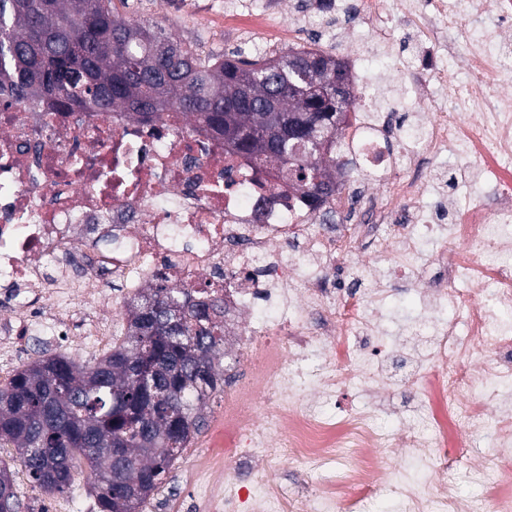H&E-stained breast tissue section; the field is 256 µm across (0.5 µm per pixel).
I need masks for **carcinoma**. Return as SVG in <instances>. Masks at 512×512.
<instances>
[{"instance_id":"carcinoma-1","label":"carcinoma","mask_w":512,"mask_h":512,"mask_svg":"<svg viewBox=\"0 0 512 512\" xmlns=\"http://www.w3.org/2000/svg\"><path fill=\"white\" fill-rule=\"evenodd\" d=\"M346 64L319 48L248 60L203 57L158 23L128 20L112 0H0V92L21 103L125 110L144 119L179 112L263 165L279 164L317 198L336 178L330 152L354 101L321 98L316 86ZM129 332L86 365L40 359L0 388V444L28 449L29 476L62 493L87 463L100 512L138 509L199 434L198 410L224 390V308L198 291L156 279L128 310ZM151 370L149 384L137 370ZM123 450L112 479V445ZM145 486L132 506L126 489ZM0 487V512H17Z\"/></svg>"}]
</instances>
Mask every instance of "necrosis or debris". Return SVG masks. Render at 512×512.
Masks as SVG:
<instances>
[{
	"instance_id": "1",
	"label": "necrosis or debris",
	"mask_w": 512,
	"mask_h": 512,
	"mask_svg": "<svg viewBox=\"0 0 512 512\" xmlns=\"http://www.w3.org/2000/svg\"><path fill=\"white\" fill-rule=\"evenodd\" d=\"M400 18L414 54L381 53ZM290 27L376 46L353 60L356 104L334 145L351 165L320 202L185 117L0 95V293L23 313L52 303L30 324L42 334L69 320L67 296L106 304L115 282L129 306L160 274L243 314L224 356L246 371L224 394L232 441L184 474L194 512H277L262 487L279 432L300 463L335 471L304 512H368L383 488L400 512H485V497L459 493L476 480L512 512V0H313ZM383 70L409 77L390 103ZM448 152L477 162L467 201L428 172ZM368 238L379 259L337 268ZM403 278L418 283L415 328L429 338L408 381L427 429L390 435L377 420L398 339L384 310ZM352 385L369 401L323 417L320 403ZM452 430L472 455L491 441L498 463L450 462ZM393 446L430 470V496L380 471L373 449Z\"/></svg>"
}]
</instances>
